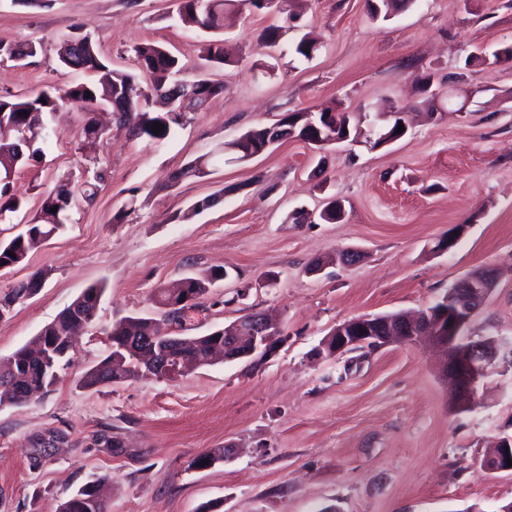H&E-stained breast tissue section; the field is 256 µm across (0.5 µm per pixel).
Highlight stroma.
<instances>
[{"label": "stroma", "instance_id": "1", "mask_svg": "<svg viewBox=\"0 0 512 512\" xmlns=\"http://www.w3.org/2000/svg\"><path fill=\"white\" fill-rule=\"evenodd\" d=\"M172 10V0H0V42L42 46L27 65L0 69L1 93L79 81L57 60L76 26L115 68L133 70V47L156 43L185 63L182 79L224 84L165 141L111 123L96 151L104 179L94 204L73 203L59 232L0 273V291L44 274L0 319V361L86 288L106 286L52 390L0 406V512H59L103 475L107 512H496L512 501V471L482 461L512 436V370L491 367L463 411L432 348L392 343L330 359L316 350L345 321L425 309L484 267L498 280L465 333L512 340V62L467 61L512 43V0H414L387 21L370 19L366 0L247 5L226 15L232 62L218 71L202 67L205 35ZM270 26L282 29L274 50L261 38ZM305 33L318 41L308 61L293 49ZM427 74L438 101L419 91ZM454 79L469 95L463 112L448 108ZM331 104L360 126L355 142L317 151L288 139L246 163L224 150L249 128ZM395 108L406 112L407 134L376 145L370 117ZM44 121L48 144L14 176L24 200L0 220V241L87 164L84 115ZM202 155L208 176L166 187ZM219 191L222 203L191 213ZM333 195L344 201L340 221L294 219ZM451 235L455 245L436 252ZM343 250L359 260L336 263ZM320 259L325 268L310 273ZM215 268L228 277L174 324L175 335L196 338L264 311L280 323L274 351L173 382L82 386L110 352L113 323L160 317L156 288ZM217 450L223 459L195 466Z\"/></svg>", "mask_w": 512, "mask_h": 512}]
</instances>
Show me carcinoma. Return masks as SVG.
I'll use <instances>...</instances> for the list:
<instances>
[{
	"instance_id": "1",
	"label": "carcinoma",
	"mask_w": 512,
	"mask_h": 512,
	"mask_svg": "<svg viewBox=\"0 0 512 512\" xmlns=\"http://www.w3.org/2000/svg\"><path fill=\"white\" fill-rule=\"evenodd\" d=\"M178 16L180 21L190 27L213 34L205 48V61L210 67H224L226 57L223 47L224 12L237 5L250 4L260 7L262 0H178ZM138 69L148 75L149 81L141 84L137 75L111 69L108 61L101 54L94 39L88 35H80L77 40H68L58 52L59 65L66 69L80 70L90 74L84 82L57 87L49 91H41L35 96L20 99L7 93L0 94V114L7 118L6 127H0V217L5 213H13L20 209L23 193L16 188L15 172L25 166L28 161L41 153V148H20V137L28 134L35 142L42 134L38 133L43 123V116L56 111L68 101L71 106L84 113L85 138L79 147L86 157L92 156L99 143L105 138V132L96 123L93 112L101 106L119 105L123 107L121 116L128 115V110L144 108L149 105L153 96L161 95L168 100L175 98V90L182 82L173 80V76L184 68L181 60L165 47L155 44H142L133 48ZM224 91V84L207 79L196 80L197 101L184 110L172 109L167 112L150 114L141 113L142 120L130 129L131 137L160 142L167 139L172 125H178L186 113L195 112L212 96ZM45 102H40V99ZM297 114L291 113L271 126L251 128L241 138L245 139L246 149L258 153L267 151V144L272 140L281 141L295 138L308 144L321 138L342 134L345 127L353 132L351 140H356L357 128L350 126V118L346 112H338L334 107L319 109L316 127H307L295 120ZM164 126L158 133L153 130L154 123ZM207 165L200 157L180 168L174 175V181L186 178L203 177L207 174ZM103 180V174L95 171L84 182L67 179L60 182L50 191L42 203L41 209L26 224V229L8 241H0V267L6 264L15 266L22 264L38 244L45 238L57 233L66 222L69 200L74 194H80L83 201L91 203L97 195V183ZM57 211H52V207ZM224 279V271L216 270L203 277L192 278L191 287L198 294H205L214 282ZM42 276L36 273L28 285L20 284L3 294L4 300L12 303L24 298L26 287H37ZM158 319L154 317H126L112 325L109 332L113 343H119L123 336L156 334L159 332ZM112 357L108 356L99 364L88 369L82 376L81 383L86 387H94L112 379ZM34 385L48 389L55 380L44 377L40 372L34 373L18 369L16 373L6 375L0 372V405L16 402L15 389L19 385ZM96 491L85 485L66 500L60 507L61 512H106L105 503L94 506L91 500Z\"/></svg>"
}]
</instances>
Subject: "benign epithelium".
<instances>
[{"label":"benign epithelium","mask_w":512,"mask_h":512,"mask_svg":"<svg viewBox=\"0 0 512 512\" xmlns=\"http://www.w3.org/2000/svg\"><path fill=\"white\" fill-rule=\"evenodd\" d=\"M496 278L490 270L473 272L457 283L452 295L460 302L453 310L444 306L426 309L414 316L405 313L381 316H360L336 326L322 341V352L328 357L353 350H373L400 341L408 344L429 343L446 357V370L454 383V401L460 408L472 403L476 391L488 375V368L502 359L512 368V342L496 339L473 340L463 335L472 315L495 287ZM60 324L53 322L43 329L34 348L39 369L55 377L56 358H63L72 347L75 333L69 331L64 341L57 340ZM280 334L278 326L266 315L240 318L228 326L209 333L212 350L206 361L210 365L222 357L226 361L250 357L265 350ZM184 340L172 335L169 324L160 325L158 336H130L119 350L131 357L137 368L131 375L117 373L112 383L140 376L174 381L191 366L183 360ZM512 455V439L497 443L484 465L491 471L508 470L507 455Z\"/></svg>","instance_id":"benign-epithelium-1"}]
</instances>
